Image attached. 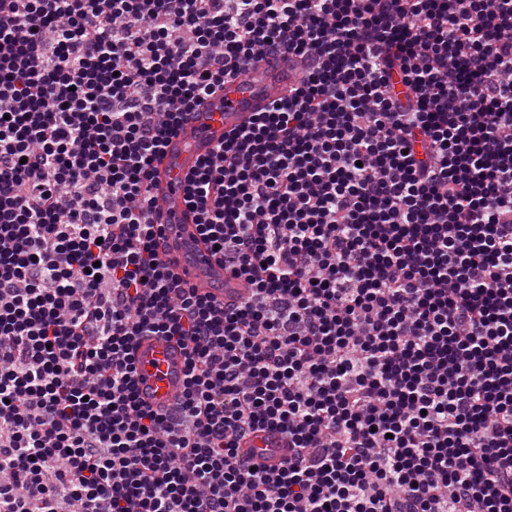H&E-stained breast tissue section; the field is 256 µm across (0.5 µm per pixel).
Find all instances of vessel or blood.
Returning <instances> with one entry per match:
<instances>
[{"instance_id": "vessel-or-blood-1", "label": "vessel or blood", "mask_w": 512, "mask_h": 512, "mask_svg": "<svg viewBox=\"0 0 512 512\" xmlns=\"http://www.w3.org/2000/svg\"><path fill=\"white\" fill-rule=\"evenodd\" d=\"M300 65L269 55L247 68L223 89L204 97L171 136L156 161V193L153 220L165 228L159 253L174 271L198 292L225 305H235L250 293L248 285L231 277L218 257L195 230L196 214L184 202V177L197 163L212 155L225 133L246 125L254 113L264 111L295 85ZM141 399L156 409L176 403L184 388V355L163 336H145L134 351ZM243 456L277 466L288 444L277 433L251 435L240 443Z\"/></svg>"}]
</instances>
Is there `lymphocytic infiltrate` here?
<instances>
[{"instance_id":"lymphocytic-infiltrate-1","label":"lymphocytic infiltrate","mask_w":512,"mask_h":512,"mask_svg":"<svg viewBox=\"0 0 512 512\" xmlns=\"http://www.w3.org/2000/svg\"><path fill=\"white\" fill-rule=\"evenodd\" d=\"M269 54L307 70L185 177L224 306L157 260L153 162ZM64 500L512 512V0H0V512ZM141 399L155 409H166L182 396L184 355L164 336H144L134 351ZM243 456L259 460L269 467L277 466L281 458L288 453V443L273 432L251 435L240 443Z\"/></svg>"}]
</instances>
